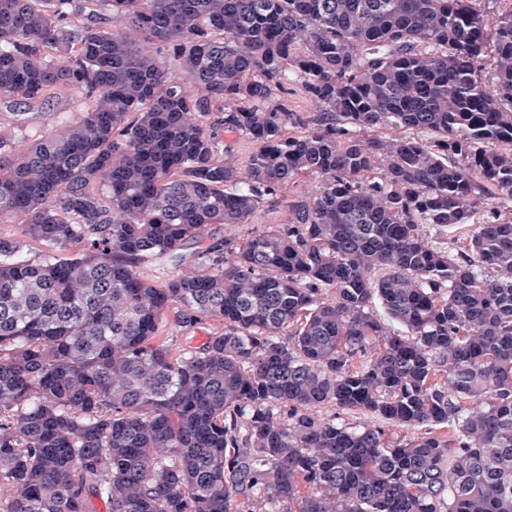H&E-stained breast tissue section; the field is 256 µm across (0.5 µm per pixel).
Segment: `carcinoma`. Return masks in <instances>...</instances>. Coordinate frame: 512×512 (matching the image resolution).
<instances>
[{
    "instance_id": "carcinoma-1",
    "label": "carcinoma",
    "mask_w": 512,
    "mask_h": 512,
    "mask_svg": "<svg viewBox=\"0 0 512 512\" xmlns=\"http://www.w3.org/2000/svg\"><path fill=\"white\" fill-rule=\"evenodd\" d=\"M94 2L0 0V98L89 102L0 130V512H512V9ZM83 100L76 94L65 93L59 98L50 102V105H44L39 109H29L22 101L13 103H0V126L4 129H11L15 119L24 116H17L16 112H40L35 120L29 121L26 133L34 135L36 138L45 132L55 130L61 124V116H66L70 121H78L84 111ZM15 112V113H13ZM224 154L227 158L232 159L236 164H245L254 146L242 136L236 133H224ZM284 203L265 205L261 207L252 218L251 224H239L232 228L236 236H244L259 228L267 227L268 224H280L284 222L287 212ZM141 270L146 281L155 285L178 274V268L162 263L159 260L146 262Z\"/></svg>"
}]
</instances>
